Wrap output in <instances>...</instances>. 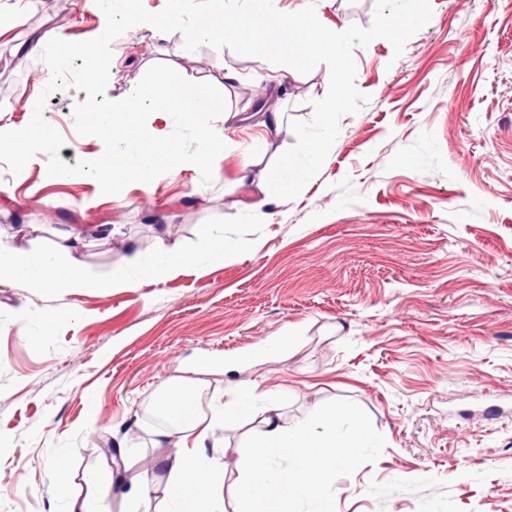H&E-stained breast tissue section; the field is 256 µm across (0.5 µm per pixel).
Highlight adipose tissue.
I'll return each mask as SVG.
<instances>
[{
	"label": "adipose tissue",
	"mask_w": 512,
	"mask_h": 512,
	"mask_svg": "<svg viewBox=\"0 0 512 512\" xmlns=\"http://www.w3.org/2000/svg\"><path fill=\"white\" fill-rule=\"evenodd\" d=\"M126 3L127 0H92L102 18L95 41L67 45L70 52L85 57L87 85H95L104 63L99 46L110 41L115 21L128 16ZM209 112L223 113L228 120L234 117L207 83L196 78L156 76L154 87L134 91L112 108L96 109V125L111 135L114 143L111 154L98 162V171L105 177L127 175L146 182L160 169L173 170L186 162L206 168L212 149L224 143L220 129L202 131L200 152L187 157L172 147L170 127L173 116H180L192 125L201 114ZM257 118L264 134L244 152L243 177L254 184L261 203L266 204L288 197L299 181L290 159H281L274 167L263 163L271 140L283 131L282 112L270 106L258 113ZM238 253V244L221 239L214 242L207 254L195 258L165 248L148 271L162 277L172 276L186 265L226 260ZM0 269L12 271L26 284L44 288L78 291L92 287L106 292L135 285L134 279L123 273L93 281L79 269L52 256L21 253L3 243H0ZM159 407L193 439L192 445L173 451L165 446L166 433H159L155 441L158 459L169 471L162 498L169 502L170 512H224V500L215 492L224 482V466L209 457L206 440L222 422L234 420L240 411L253 413L261 425L240 461L243 475L236 495L247 512H289L292 498L324 496L327 472L347 463L367 442L362 427L351 424L349 429L340 430V422L350 421L352 414L332 405L315 406L308 420L292 424L282 420L273 404L258 406L245 400L236 408L207 416L200 413L193 389L184 387L165 391ZM283 458L290 462L288 470H273L272 462Z\"/></svg>",
	"instance_id": "ef3b65f1"
}]
</instances>
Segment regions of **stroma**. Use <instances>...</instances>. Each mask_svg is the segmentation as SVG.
I'll return each instance as SVG.
<instances>
[{
  "label": "stroma",
  "instance_id": "1",
  "mask_svg": "<svg viewBox=\"0 0 512 512\" xmlns=\"http://www.w3.org/2000/svg\"><path fill=\"white\" fill-rule=\"evenodd\" d=\"M14 3L0 0V12ZM35 3L0 31V127L26 128L23 104L35 99L54 138L29 139L22 168L0 153V241L38 252L84 226L66 261L92 277L130 271L134 253L148 260L161 246L193 254L224 237L240 253L165 279L139 272L135 287L107 294L0 272V512H68L62 457L75 495L122 512L112 489L83 480L117 444L133 473L163 488L145 414L182 380L205 411L268 390L289 422L318 403L351 411L373 443L327 474L332 512H512V0H435L402 55L383 38L355 48L368 104L341 118L296 199L262 207L241 179L256 122L228 129L206 115L230 147L207 169L163 170L146 186L95 175L112 140L85 104L112 107L159 71L220 89L232 69L242 81L225 107L264 90L285 119L307 120L328 91L326 65L289 76L119 20L88 88L84 59L61 48L17 67L31 32L90 42L100 26L87 0ZM310 4L336 32L373 17L374 0H280L286 13ZM97 224L111 235L92 233ZM289 333L286 351L249 361ZM258 428L246 414L213 437L226 512L239 508L240 450Z\"/></svg>",
  "mask_w": 512,
  "mask_h": 512
}]
</instances>
